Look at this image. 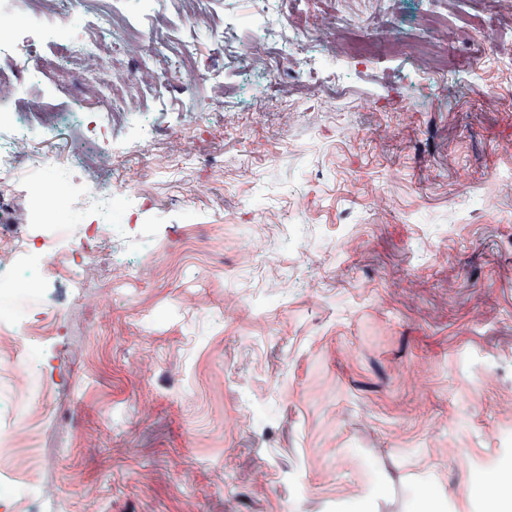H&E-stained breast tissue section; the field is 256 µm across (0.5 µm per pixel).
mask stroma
Instances as JSON below:
<instances>
[{
  "instance_id": "obj_1",
  "label": "stroma",
  "mask_w": 512,
  "mask_h": 512,
  "mask_svg": "<svg viewBox=\"0 0 512 512\" xmlns=\"http://www.w3.org/2000/svg\"><path fill=\"white\" fill-rule=\"evenodd\" d=\"M452 6L477 30L424 29L445 86L379 56L294 112V64L264 89L204 47L217 85L147 103L151 155L189 128L194 159L99 153L100 181L145 204L112 233L119 267L46 292L45 418L25 429L44 492L0 512H501L479 487L512 486V81L475 68L512 57V20ZM224 89L236 113L202 121ZM464 179L499 184L492 205Z\"/></svg>"
}]
</instances>
